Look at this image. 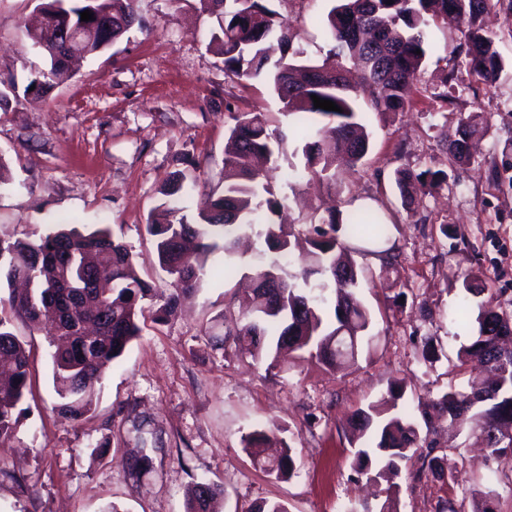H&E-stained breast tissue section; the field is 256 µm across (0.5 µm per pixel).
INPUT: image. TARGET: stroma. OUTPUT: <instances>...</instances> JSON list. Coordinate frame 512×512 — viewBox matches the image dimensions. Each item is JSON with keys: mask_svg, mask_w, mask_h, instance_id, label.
<instances>
[{"mask_svg": "<svg viewBox=\"0 0 512 512\" xmlns=\"http://www.w3.org/2000/svg\"><path fill=\"white\" fill-rule=\"evenodd\" d=\"M40 0H0V92L24 87L45 57L23 36ZM333 0H269L300 33L303 59L318 64L330 43L322 24ZM141 27L87 56L46 92L11 100L0 111V240L36 238L58 224L81 232L108 226L138 255L143 275L158 287L168 277L157 265L145 226L160 190L184 161L201 162L207 186L224 183L226 107L276 112L278 99L259 85L224 74L222 55L209 46L206 17L196 0H139ZM482 24L509 62L491 85L470 74L452 50L460 27L428 28V54L408 111L361 114L371 137L362 165L341 174V207L373 208L391 225L396 264L366 255L370 274L359 291L371 309L379 340L370 356L337 369L292 359L287 371L267 369L223 347L221 316L237 280L211 278L186 299L177 317L147 324L125 356L106 370L92 411L68 422L57 416L50 348L44 332L14 320L32 351L26 412L13 438L0 444V512H184L185 491L200 478L224 483V512H249L263 499L289 512H337L373 499L383 485L354 481L349 466L348 417L403 381L409 406L448 386L467 387L477 363L457 352L477 329L481 299L467 294L468 271L481 272L486 296L512 312V0H494ZM454 75L451 102L438 98ZM478 114L484 131L466 168L448 154L460 115ZM447 174L442 190L406 209L395 183L399 169ZM499 178H492L491 169ZM438 358L422 359L425 337ZM149 416L163 436L154 469L128 474L138 449L128 410ZM278 424L297 470L279 481L256 469L242 448L251 430ZM429 437L447 447L448 427L434 417ZM448 449L461 484L495 491L497 512H512V453L487 460L466 436ZM404 512H436L453 491L431 473L401 475Z\"/></svg>", "mask_w": 512, "mask_h": 512, "instance_id": "35a3bbf8", "label": "stroma"}]
</instances>
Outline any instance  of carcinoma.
<instances>
[{"instance_id": "obj_1", "label": "carcinoma", "mask_w": 512, "mask_h": 512, "mask_svg": "<svg viewBox=\"0 0 512 512\" xmlns=\"http://www.w3.org/2000/svg\"><path fill=\"white\" fill-rule=\"evenodd\" d=\"M490 0H336L326 17L332 45L320 65L302 63L304 50L291 22L269 9L263 0H199L200 11L215 18L211 40L221 42L224 74L230 79L265 82L283 105L281 118L266 112H234L227 108L224 140V187L205 194L201 222L180 216L184 188L198 177L174 173L161 189L164 196L146 224L159 267L169 276L159 289L144 278L136 255L108 229L84 234L61 224L38 239H18L0 247V282L25 288L11 290L0 304V441L10 438L24 413L29 393L30 355L13 332L20 319L45 331L53 348V385L57 414L79 421L91 411L102 382L103 368L121 358L141 336L151 319L164 324L177 315L182 298L196 291L208 276V260L224 242V278L237 273L253 281L247 306L222 341H232L241 353L267 367L278 366L281 349L330 368L354 363L370 353L375 335L373 317L358 297L365 267L352 255L373 254L393 264L390 225L369 209L324 214L313 211L285 224L273 216L285 208L289 194L301 180L334 185L336 171L359 163L368 153L370 138L358 119L360 107L348 74L356 71L369 90L368 106L380 114L404 112L408 91L419 79L427 54L426 27L441 19L465 27L464 42L453 49L465 55L469 71L485 84L499 79L504 61L494 37L483 30L480 18ZM138 0H45L61 13L89 10L73 56L97 53L124 37L132 24H141ZM30 46L49 61L35 72L24 93L35 85L44 92L67 63L59 58L62 30L51 19L26 30ZM336 103L341 111L314 107L312 96ZM479 115L460 118V137L448 146L455 163H470L468 142L482 131ZM260 157L282 159L287 168L280 188L268 171L256 166ZM447 175L439 170L396 172L403 205L415 209L422 197L442 187ZM259 227L273 257L247 262L238 252L242 234ZM148 299L146 307L142 301ZM478 335L458 351L464 363L481 360L489 382L469 390L453 386L429 400L423 411L448 418V431L459 436L468 423V436L486 437L487 458L512 451V315L488 300L477 318ZM405 389L393 380L384 394L347 420L349 443L355 448L350 468L368 481L386 483L385 496L363 512H402V464L421 460L425 470L452 485L458 483L444 458L433 455L419 424L406 411ZM129 432L141 454L133 476L153 467V453L162 436L149 428L143 415L130 411ZM279 427L255 429L244 435L243 449L256 467L276 480L289 479L295 470L292 449L282 448L270 458L264 448ZM471 499L472 512H495L494 491L461 488ZM224 483L196 481L186 492L185 512H219Z\"/></svg>"}]
</instances>
